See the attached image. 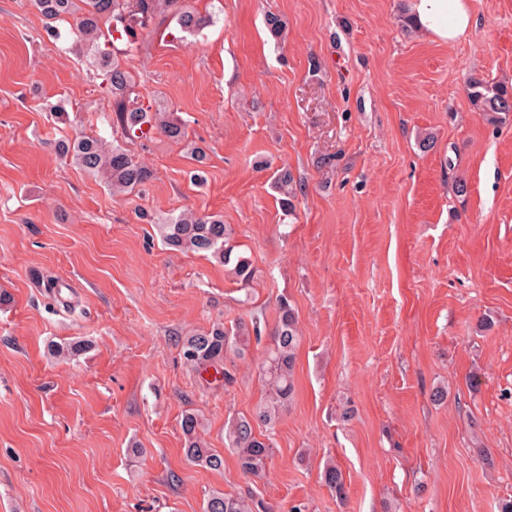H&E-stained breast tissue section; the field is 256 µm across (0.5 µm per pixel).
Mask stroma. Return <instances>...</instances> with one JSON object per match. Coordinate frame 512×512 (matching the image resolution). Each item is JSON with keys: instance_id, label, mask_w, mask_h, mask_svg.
Listing matches in <instances>:
<instances>
[{"instance_id": "stroma-1", "label": "stroma", "mask_w": 512, "mask_h": 512, "mask_svg": "<svg viewBox=\"0 0 512 512\" xmlns=\"http://www.w3.org/2000/svg\"><path fill=\"white\" fill-rule=\"evenodd\" d=\"M190 3L210 19L198 35L139 31L129 62L187 136L132 143L154 176L116 197L55 150L82 132L112 142L101 74L68 24L48 36L29 0H0V512H203L215 490L267 512H498L512 498V122H487L467 83H512V0H472V32L448 46L402 28L403 0ZM284 167L303 187L291 212L272 187ZM182 212L231 224L249 285L162 245L156 220ZM283 299L295 391L255 479L224 423L265 399L264 345L229 362L226 386L187 368L179 341L255 311L274 327ZM73 339L88 351L50 354ZM188 412L222 470L186 460ZM329 460L345 501L323 482Z\"/></svg>"}]
</instances>
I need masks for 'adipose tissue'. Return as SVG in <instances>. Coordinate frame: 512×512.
I'll return each instance as SVG.
<instances>
[{"instance_id":"ef3b65f1","label":"adipose tissue","mask_w":512,"mask_h":512,"mask_svg":"<svg viewBox=\"0 0 512 512\" xmlns=\"http://www.w3.org/2000/svg\"><path fill=\"white\" fill-rule=\"evenodd\" d=\"M412 28L429 40L451 44L474 26L470 0H407Z\"/></svg>"}]
</instances>
